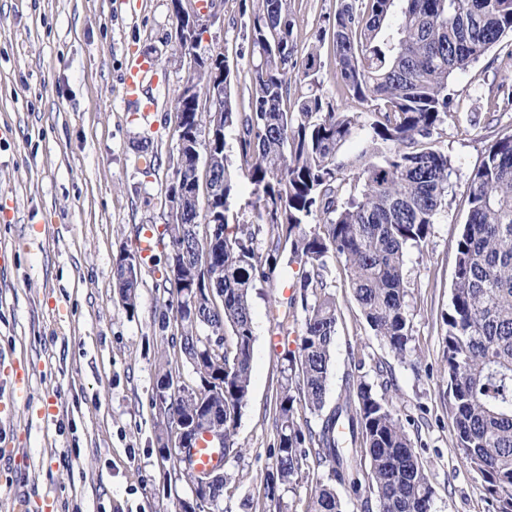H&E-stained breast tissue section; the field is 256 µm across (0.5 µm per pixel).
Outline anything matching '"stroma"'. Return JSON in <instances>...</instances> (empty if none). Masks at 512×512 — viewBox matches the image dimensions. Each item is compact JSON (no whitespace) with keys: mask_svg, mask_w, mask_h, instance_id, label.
I'll return each instance as SVG.
<instances>
[{"mask_svg":"<svg viewBox=\"0 0 512 512\" xmlns=\"http://www.w3.org/2000/svg\"><path fill=\"white\" fill-rule=\"evenodd\" d=\"M240 0H225L224 24L206 42L235 55ZM170 0H0V512H173L190 488L156 448L152 397L175 313L159 287L163 250L140 267L135 311L113 286V263L142 227L162 232L166 169L143 174L138 152L161 155L177 141L171 98L186 70L172 56ZM150 56L152 112L124 96L132 59ZM453 116L440 138L454 168L446 205L425 251L406 261L411 342L405 356L374 336L331 262L341 317L326 391L335 406L346 374L362 372L389 395L426 466L433 512H490L481 480L454 447L442 378L445 327L467 180L499 138L512 135V38L453 83ZM298 265L250 291L254 325L251 390L228 458L226 512H264L263 477L277 448L275 394L284 361L273 338L298 329L286 305Z\"/></svg>","mask_w":512,"mask_h":512,"instance_id":"1","label":"stroma"}]
</instances>
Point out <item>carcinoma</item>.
<instances>
[{"label":"carcinoma","mask_w":512,"mask_h":512,"mask_svg":"<svg viewBox=\"0 0 512 512\" xmlns=\"http://www.w3.org/2000/svg\"><path fill=\"white\" fill-rule=\"evenodd\" d=\"M245 29L249 105L232 96L237 62L224 58V118L211 95L214 63L187 69L199 131L224 169V223L190 208L182 224H166L161 287L175 310L173 358L161 353L158 380L179 379L162 398L173 418L157 441L177 443L180 424L210 416L224 431V458L238 456L235 431L251 386L254 342L250 290L277 276L284 254L300 266L291 302L304 318L296 349L285 352V383L276 394L277 452L264 476L267 512L280 489L326 465L309 512H344L339 489L363 512H432L427 470L392 404L364 377L347 375L343 395L324 411L340 310L329 261L374 334L397 355L411 340L406 311V255L423 248L446 204L453 167L436 135L451 116L450 85L504 38L512 36V0H338L312 41L299 50L292 0H240ZM330 43L343 94L365 107L347 112L327 99L320 49ZM238 131L241 170L250 198L237 211L238 182L229 170L225 133ZM145 173L161 164L141 144ZM169 181L192 179L207 192L201 166L167 159ZM468 214L456 241L448 310L443 313L449 412L455 449L481 479L493 512H512V135L497 140L469 176ZM205 227L208 233L200 234ZM263 236L266 249L255 246ZM113 265L114 287L136 308L139 269ZM210 265L203 268L205 256ZM208 278L196 310L181 311L186 274ZM192 374L181 380V367ZM319 417L318 429L302 413ZM188 484L206 474L192 454L162 457ZM229 477L211 478L198 512H224Z\"/></svg>","instance_id":"obj_1"}]
</instances>
